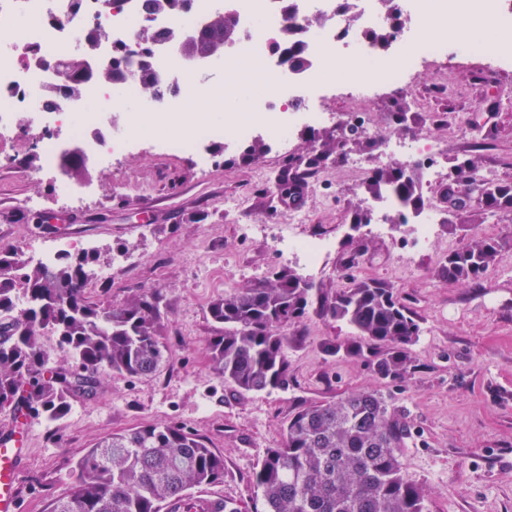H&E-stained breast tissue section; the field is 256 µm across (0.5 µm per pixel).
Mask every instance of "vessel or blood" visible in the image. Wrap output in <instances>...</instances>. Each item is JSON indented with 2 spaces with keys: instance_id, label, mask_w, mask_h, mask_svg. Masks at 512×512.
Listing matches in <instances>:
<instances>
[{
  "instance_id": "1",
  "label": "vessel or blood",
  "mask_w": 512,
  "mask_h": 512,
  "mask_svg": "<svg viewBox=\"0 0 512 512\" xmlns=\"http://www.w3.org/2000/svg\"><path fill=\"white\" fill-rule=\"evenodd\" d=\"M29 460L22 431L12 426L0 432V512H22L21 480Z\"/></svg>"
}]
</instances>
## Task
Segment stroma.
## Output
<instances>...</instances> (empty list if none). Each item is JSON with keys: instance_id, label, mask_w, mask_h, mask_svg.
<instances>
[{"instance_id": "stroma-1", "label": "stroma", "mask_w": 512, "mask_h": 512, "mask_svg": "<svg viewBox=\"0 0 512 512\" xmlns=\"http://www.w3.org/2000/svg\"><path fill=\"white\" fill-rule=\"evenodd\" d=\"M409 105L414 137L442 146V164L474 160L495 180L512 181V72L454 47L426 61L406 86L354 102L341 93L324 105L337 123L369 114L376 129L393 131L400 105ZM109 166L86 164L78 184L85 199L75 208L60 200L53 174L39 159L42 128L22 115L13 135L0 140V250L30 239L62 240L70 256L98 253L106 278L87 285L90 299L119 303L155 290L164 297L167 352L152 376L129 378L103 370L88 399L77 398L55 422L29 414L31 457L22 477L23 512H49L73 481V459L98 440L148 423H183L224 458L223 483L202 487L238 512H256L262 500L253 483L267 449L282 444L283 426L302 404L330 402L352 391H375L403 410L412 436L402 451L407 476L430 492L428 512H512V246L475 282L440 277L443 255L482 236L512 237V212L489 213L471 204L472 221L442 223L429 254L409 252L412 227L392 237L371 224L353 225L355 207L372 200L344 165L330 164L308 178L301 204L292 205L278 180L311 136L296 128L287 149L267 144L258 161L241 159L243 143L227 139L196 156L161 151L154 135ZM33 196L36 208H22ZM307 214L298 234L330 233L334 245L311 282L328 293L349 288L351 277L384 280L397 289L421 326L411 345V373L378 378L372 365L338 353L358 343L347 322L310 310L288 334V384L241 392L212 367L209 342L218 330L208 306L224 293L282 269H298L269 238L242 239V224L277 227L294 212Z\"/></svg>"}]
</instances>
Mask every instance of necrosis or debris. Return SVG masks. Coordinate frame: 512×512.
I'll return each instance as SVG.
<instances>
[{"instance_id": "1", "label": "necrosis or debris", "mask_w": 512, "mask_h": 512, "mask_svg": "<svg viewBox=\"0 0 512 512\" xmlns=\"http://www.w3.org/2000/svg\"><path fill=\"white\" fill-rule=\"evenodd\" d=\"M403 25L395 37L396 48L381 56L367 37L369 30L385 20L380 0H355L354 13L339 8L338 0H293V10L283 14L277 0H193L192 9L182 15H150L138 0H126L115 7L109 0H83L79 12L70 13L67 0H0V138L10 136L19 115L25 114L51 130H65L72 148L84 158L105 165L125 153L142 138L144 131L136 120H129L110 141L89 146L88 124L109 118L99 111L100 103L138 97L143 113L163 107L175 113L194 111L193 122L170 134L158 136L159 145L169 151L193 152L207 140L223 136L222 125L210 116L215 105L244 99L246 109L237 113L233 125L236 138L245 140L265 132L279 147H286L296 124L332 123L334 116L322 105L328 85L335 83L346 65L360 63L373 69L369 85L349 84V98L366 100L380 88L405 85L410 73L420 64L441 56L445 43L423 38L422 29L444 30L458 25L487 24L502 33L512 34V0H400ZM230 15L239 35L224 47L222 57L213 59L211 68L223 71V84L206 83L203 76L188 70L172 49L153 58L157 73L181 81L178 95L163 100L139 96L134 79L113 86L91 79L85 82L81 96L58 99L47 106L46 93L64 83L62 61L74 54L85 32L108 31L113 41L122 42L131 62H138L139 31L165 27L190 28L210 14ZM299 32L310 57L309 66L292 69L285 55L272 52L271 46L284 26ZM261 64V73L271 90L252 87L237 76L244 58ZM380 154L387 163L412 166L420 163L427 175V186L440 179L434 144L404 138L402 133L377 132ZM374 231L388 237L397 224L413 222L410 249L430 251L441 211L434 205L423 206L418 213L404 209L393 194H385L375 203ZM274 242L285 256H295L311 273L322 267L331 239L325 235H296L293 226L280 227Z\"/></svg>"}]
</instances>
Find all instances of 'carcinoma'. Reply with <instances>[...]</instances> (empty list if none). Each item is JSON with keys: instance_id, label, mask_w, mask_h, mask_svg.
Instances as JSON below:
<instances>
[{"instance_id": "1", "label": "carcinoma", "mask_w": 512, "mask_h": 512, "mask_svg": "<svg viewBox=\"0 0 512 512\" xmlns=\"http://www.w3.org/2000/svg\"><path fill=\"white\" fill-rule=\"evenodd\" d=\"M189 0H142L148 13L178 14ZM392 27L372 33L382 49L390 46L392 28L399 24L396 0H381ZM236 22L222 13L213 15L194 46L212 58L224 53ZM176 30H145L141 40L145 58L137 73L144 96L159 95L158 74L149 64L150 46L174 41ZM109 39L104 31L88 33L82 49L65 58L70 82L49 96L77 97L82 93L84 61ZM281 42L288 64L303 69L309 64L296 29L285 26ZM127 63L113 52L112 70L98 78L119 83ZM375 145L355 128L338 135L323 132L311 139L306 167L291 168L281 181L297 196L308 177L327 161L338 162L353 147ZM473 162L450 166L448 223L470 208L458 196L461 185L471 186ZM478 203L491 213L512 211V182H480ZM373 198L387 192L418 210L423 203L420 181L413 171L397 165L374 169L364 182ZM512 241L498 237L473 239L448 252L440 272L450 282L478 281ZM85 256L61 257L54 265H32L20 248L0 251V412L14 416L42 414L51 422L62 418L71 400L92 396L97 374L108 369L129 377L156 374L163 361L161 295L144 292L119 304H99L86 292ZM312 283L297 272L281 270L249 287L241 288L209 305L221 334L209 344L213 369L243 392L282 388L288 383L286 329L301 323L317 297L319 310L355 327L362 343L346 349L351 357L375 358L382 379L401 380L412 369L409 346L420 336V325L395 287L385 281L351 279L349 288L331 296L313 294ZM49 330L78 361L69 367L55 361L41 338ZM411 433L404 416L377 392H350L332 403L299 407L284 426V442L267 449L256 473L255 485L265 512H426L427 488L408 478L400 456ZM74 481L57 498L50 512H168L173 499L188 498L189 491L224 482V458L185 425L147 424L114 433L87 449L73 465Z\"/></svg>"}]
</instances>
